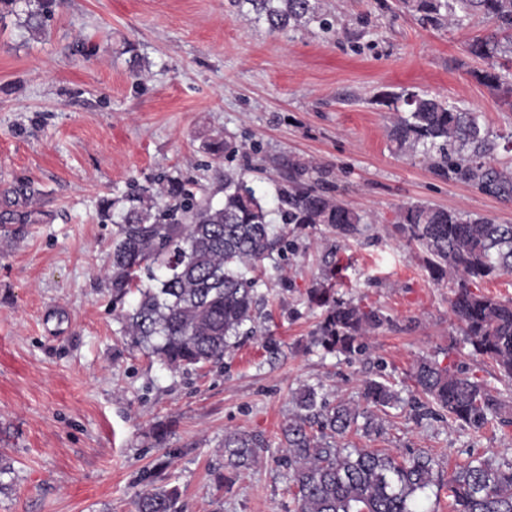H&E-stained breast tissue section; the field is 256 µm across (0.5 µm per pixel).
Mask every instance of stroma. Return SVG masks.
I'll use <instances>...</instances> for the list:
<instances>
[{
    "label": "stroma",
    "instance_id": "35a3bbf8",
    "mask_svg": "<svg viewBox=\"0 0 512 512\" xmlns=\"http://www.w3.org/2000/svg\"><path fill=\"white\" fill-rule=\"evenodd\" d=\"M394 0H322L333 24L269 32L230 0H62L42 34L25 5L0 13V190L39 191V223L0 231V512H134L150 483L178 487L179 512H295L280 427L303 385L362 403L369 379L395 382L402 402L381 431L348 448L425 451L441 476L470 458L512 460V425L475 431L442 410L419 415L409 371L427 357L476 375L512 403V384L475 356L448 316L451 283L398 234L399 207L428 203L512 224V198L438 175L422 154L396 152L381 94L410 87L482 113L512 135V108L477 82L467 53L485 24L433 30ZM234 136L215 160L209 143ZM300 164L368 214L344 240L325 225L295 229V248L262 266L255 330L216 364L171 370L131 348L104 275L115 230L101 200L162 175L223 200L225 170L245 173L269 210ZM337 296L377 309L384 324L362 351L313 342L321 307L307 291L328 256ZM232 430L269 442L260 462L224 459Z\"/></svg>",
    "mask_w": 512,
    "mask_h": 512
}]
</instances>
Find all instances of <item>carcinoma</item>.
I'll return each mask as SVG.
<instances>
[{"instance_id":"1","label":"carcinoma","mask_w":512,"mask_h":512,"mask_svg":"<svg viewBox=\"0 0 512 512\" xmlns=\"http://www.w3.org/2000/svg\"><path fill=\"white\" fill-rule=\"evenodd\" d=\"M56 0H25V26L42 30ZM321 0H233L248 4L272 31L300 30L321 21ZM425 27L461 28L474 18L485 33L468 44V53L488 61L474 71L479 83L512 106V0H397ZM391 112L390 141L401 153H421L438 174L476 186L498 197H512V170L493 165L497 143L477 112L445 98L404 88L382 96ZM224 200L199 197L188 184L166 179L153 192L136 185L126 206L104 199L100 214L116 231L109 248L108 280L112 305L136 302L118 315L131 346L172 368H203L224 352L255 320L256 290L262 262L284 239L271 212L244 175L224 174ZM39 190L19 181L0 196V228L22 232L38 221L32 208ZM278 213L300 228L327 224L347 239L361 233L366 215L330 196L307 170L288 172L280 189ZM395 227L426 253V269L437 281L455 286L449 315L473 353L490 360L500 378L512 383V299L480 291L486 280L512 274V224L423 203L398 209ZM336 265L310 289V301L324 308L314 343L327 353L349 354L359 339L382 326L379 311L336 296ZM415 389L448 416L478 431L498 419L508 421L512 406L474 375L419 359L411 373ZM365 405L331 403L316 387L295 395L296 411L281 428L296 512H419L417 493L435 484L437 463L426 453L399 458L367 448L348 450L336 439L360 428L377 432L375 411L400 402L391 385L371 380ZM265 448L246 432L224 435L228 466L247 469ZM453 512H512V461L494 465L471 460L448 473ZM176 488L152 484L135 500V512H177Z\"/></svg>"}]
</instances>
